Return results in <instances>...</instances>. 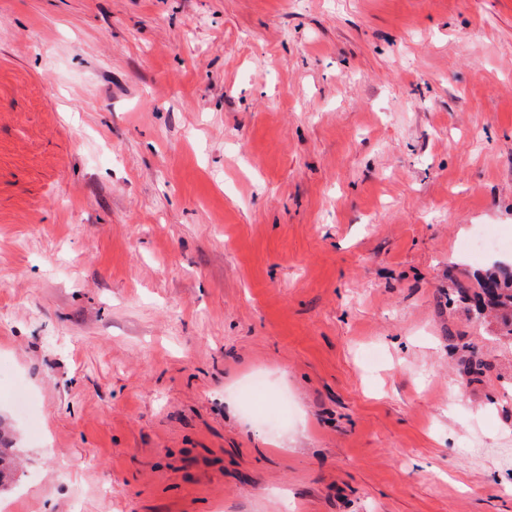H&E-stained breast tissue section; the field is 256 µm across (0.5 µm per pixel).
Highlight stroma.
<instances>
[{
    "label": "stroma",
    "mask_w": 512,
    "mask_h": 512,
    "mask_svg": "<svg viewBox=\"0 0 512 512\" xmlns=\"http://www.w3.org/2000/svg\"><path fill=\"white\" fill-rule=\"evenodd\" d=\"M481 227L512 0H0V512H512Z\"/></svg>",
    "instance_id": "obj_1"
}]
</instances>
